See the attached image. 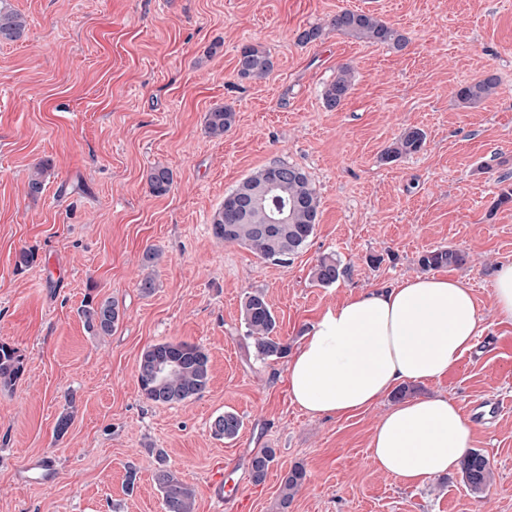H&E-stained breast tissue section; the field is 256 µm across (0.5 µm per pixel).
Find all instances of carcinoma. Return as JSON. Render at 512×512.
Listing matches in <instances>:
<instances>
[{"mask_svg": "<svg viewBox=\"0 0 512 512\" xmlns=\"http://www.w3.org/2000/svg\"><path fill=\"white\" fill-rule=\"evenodd\" d=\"M337 31L366 40L372 44L390 45L403 49L407 38L399 30L373 15L354 11H342L331 20ZM27 19L17 11L0 6V41H14L21 37ZM273 62L269 53L253 44L241 48L237 59V73L250 80H262L271 72ZM352 85V72L347 66L339 68L334 81L323 93L324 104L336 109L346 100ZM497 78L490 74L483 79L461 86L456 97L464 105L481 102L496 92ZM235 122V112L229 106L219 105L206 115L205 128L209 135L219 137ZM425 134L417 128L405 130L382 154L385 162L421 151ZM52 161H40L29 181V194L35 196L44 189L43 177ZM147 182L155 196L167 194L172 186V172L161 166L151 168ZM271 182L275 190L269 196L267 206L253 210L246 220L237 217L238 190L224 197V203L214 213L211 224L215 237L226 243L242 245L257 257L275 265L286 266L314 235L319 221L320 201L316 188L301 168L285 162H273L258 169L243 180L254 187ZM284 207L288 210L289 223L268 224L269 213ZM467 263L466 253L450 248H437L418 259L423 270L443 267H462ZM346 273L340 261L333 256L321 258L312 271L313 281L330 286ZM87 330L94 336H109L121 318L117 301L107 298L100 302L87 301L81 308ZM241 316L247 336L254 341L258 355L263 359H281L288 355V344L273 335L276 317L261 290L248 293L241 304ZM173 361L174 369L159 375L163 364ZM24 362L17 349L0 344V384L8 385L22 374ZM138 386L148 401L161 405H179L201 396L210 382L209 356L196 344L185 341L161 342L148 346L142 352L138 364ZM242 427L240 417L231 411L217 416L211 424L212 435L217 439L231 440L238 436ZM158 468L154 479L162 494L164 512H194V490L184 483L165 464L163 452H158ZM275 460V449L265 448L256 453L251 461L254 482L265 480ZM462 470L471 491L479 493L491 482L492 470L487 457L477 450L470 451L462 461ZM305 473L297 468L289 473L282 486V504L288 506Z\"/></svg>", "mask_w": 512, "mask_h": 512, "instance_id": "1", "label": "carcinoma"}]
</instances>
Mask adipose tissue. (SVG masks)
Here are the masks:
<instances>
[{"instance_id":"adipose-tissue-1","label":"adipose tissue","mask_w":512,"mask_h":512,"mask_svg":"<svg viewBox=\"0 0 512 512\" xmlns=\"http://www.w3.org/2000/svg\"><path fill=\"white\" fill-rule=\"evenodd\" d=\"M471 288L458 279L418 275L328 307L288 361L293 401L314 416L361 411L395 387L438 380L479 334ZM473 442L458 404L438 395L408 399L376 426V467L406 485L457 468Z\"/></svg>"}]
</instances>
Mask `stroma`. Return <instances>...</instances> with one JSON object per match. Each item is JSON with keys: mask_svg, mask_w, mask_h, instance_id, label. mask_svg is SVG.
Returning a JSON list of instances; mask_svg holds the SVG:
<instances>
[{"mask_svg": "<svg viewBox=\"0 0 512 512\" xmlns=\"http://www.w3.org/2000/svg\"><path fill=\"white\" fill-rule=\"evenodd\" d=\"M27 27L0 43V343L24 371L0 385V512H164L155 452L195 491V512H225L208 494L216 459L249 462L264 448L266 479L246 480L251 512H512V324L497 323L492 283L512 263V0H6ZM343 10L371 14L406 35L403 50L336 31ZM313 26L309 44L297 36ZM267 50L263 80L237 74L243 45ZM216 55H209L210 47ZM352 71L343 106L323 90ZM495 74L494 95L466 107L460 84ZM231 106L224 136L205 116ZM409 128L416 154L382 153ZM51 159L42 194L36 164ZM302 168L320 198L307 246L288 266L217 239L211 218L224 197L265 165ZM173 175L150 193L154 166ZM465 252L444 268L464 279L483 319L472 350L415 396L445 395L470 414L473 449L489 460L483 493L461 470L403 484L370 457L385 396L350 416H313L288 391L287 359L260 360L241 319L246 293L263 291L289 351L327 307L420 274L436 248ZM23 248L34 263L16 270ZM157 250V264L143 261ZM347 272L314 283L318 259ZM152 278V293L141 282ZM118 300L122 317L94 336L79 310L87 298ZM186 341L210 360L202 396L147 401L137 383L148 346ZM243 420L219 440L211 423ZM71 424L63 436L62 414ZM57 462L51 483L27 480L35 457ZM305 478L289 506L283 481ZM147 182L150 193L154 196H163L171 189L173 182L172 173L166 167L155 166L151 168ZM241 427L240 417L234 412L227 411L213 420L211 432L217 439L231 440L238 436Z\"/></svg>", "mask_w": 512, "mask_h": 512, "instance_id": "1", "label": "stroma"}]
</instances>
